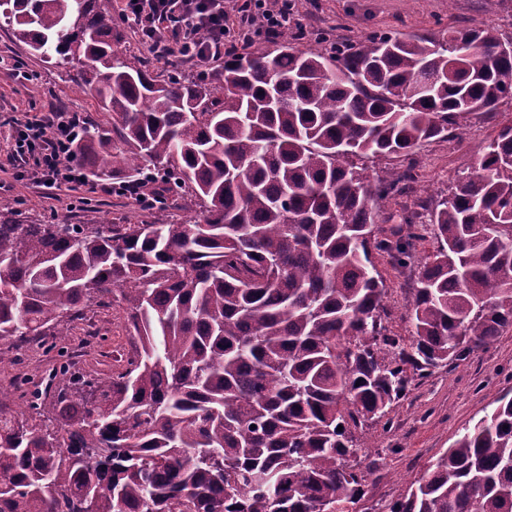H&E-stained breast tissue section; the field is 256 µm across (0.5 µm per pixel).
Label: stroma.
I'll return each mask as SVG.
<instances>
[{
  "instance_id": "obj_1",
  "label": "stroma",
  "mask_w": 512,
  "mask_h": 512,
  "mask_svg": "<svg viewBox=\"0 0 512 512\" xmlns=\"http://www.w3.org/2000/svg\"><path fill=\"white\" fill-rule=\"evenodd\" d=\"M295 12L306 36L295 49L325 50L318 33L327 40L357 42L369 32L384 29L398 36L429 35L439 28H493L499 37H512V0H500L495 11H487L484 0H294ZM123 33L117 51L128 59L148 63L158 79L174 71L194 69L193 61L181 56L160 58L151 54L127 22H119ZM76 110L88 121L105 124L112 117L98 98L47 66L29 49L13 40L7 27H0V200H7L33 217L71 224L106 220L129 224L143 219L142 209L130 196L90 192L89 188L48 189L27 179L18 180L9 155L14 144L13 118L23 114ZM512 121V100H503L495 112L464 114L458 119L456 137L431 139L419 145L411 159L419 175L410 203L433 206L447 196L459 171L481 145L486 144L506 123ZM436 243L424 236L414 247V263L393 267L381 257L378 269L385 280L387 326L391 334L407 335V308L412 300L418 266L427 261ZM122 312L118 309L76 322L73 344L85 340L90 327L100 328L106 340L103 353H92L91 370L106 373L105 351L111 337L123 335ZM512 398V329L491 344L472 352L455 370L440 368L413 386L392 413L393 425L368 424L358 436L369 446L361 468L366 475L364 507L375 508L403 493L430 462L449 448L459 434L473 426L497 406L500 397Z\"/></svg>"
}]
</instances>
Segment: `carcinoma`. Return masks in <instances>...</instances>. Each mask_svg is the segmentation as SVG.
Masks as SVG:
<instances>
[{
  "mask_svg": "<svg viewBox=\"0 0 512 512\" xmlns=\"http://www.w3.org/2000/svg\"><path fill=\"white\" fill-rule=\"evenodd\" d=\"M12 37L74 81L112 125L72 156L92 181L151 171L186 219L30 220L0 202V341H70L113 303L128 347L106 376L52 378L13 413L0 387V512H352L355 429L392 421L414 377L453 369L512 328V123L429 213L437 246L391 335L376 259H412L379 226L412 164L368 162L456 136L512 99V41L490 28L327 52L229 53L217 73L160 81L112 51V0H0ZM380 512H512V399L466 430Z\"/></svg>",
  "mask_w": 512,
  "mask_h": 512,
  "instance_id": "1",
  "label": "carcinoma"
}]
</instances>
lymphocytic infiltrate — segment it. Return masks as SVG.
<instances>
[{"label": "lymphocytic infiltrate", "mask_w": 512, "mask_h": 512, "mask_svg": "<svg viewBox=\"0 0 512 512\" xmlns=\"http://www.w3.org/2000/svg\"><path fill=\"white\" fill-rule=\"evenodd\" d=\"M119 14L157 56L191 55L202 64L214 60L220 47L248 42L250 30L274 34L295 18L292 0H240L235 29L224 15V0H121ZM85 126L77 111L16 119L12 159L17 178L84 186L86 174L69 155Z\"/></svg>", "instance_id": "f902f5d3"}]
</instances>
